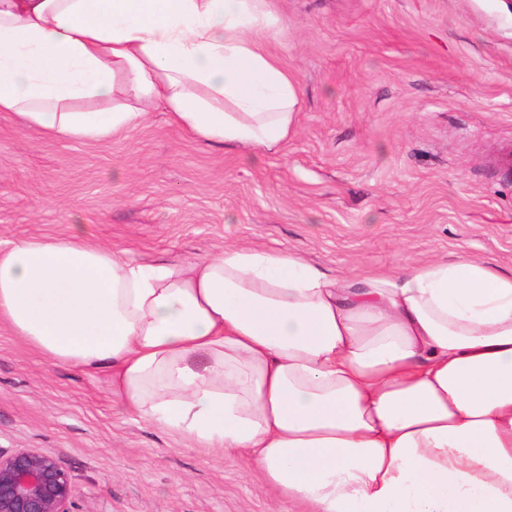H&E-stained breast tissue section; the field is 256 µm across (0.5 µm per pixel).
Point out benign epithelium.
I'll return each mask as SVG.
<instances>
[{"label": "benign epithelium", "instance_id": "1", "mask_svg": "<svg viewBox=\"0 0 512 512\" xmlns=\"http://www.w3.org/2000/svg\"><path fill=\"white\" fill-rule=\"evenodd\" d=\"M72 474L52 455L0 448V512H70Z\"/></svg>", "mask_w": 512, "mask_h": 512}]
</instances>
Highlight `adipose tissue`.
Listing matches in <instances>:
<instances>
[{
    "label": "adipose tissue",
    "instance_id": "1",
    "mask_svg": "<svg viewBox=\"0 0 512 512\" xmlns=\"http://www.w3.org/2000/svg\"><path fill=\"white\" fill-rule=\"evenodd\" d=\"M277 24L269 0H0V112L103 140L160 110L269 151L299 105ZM0 328L108 368L125 412L244 459L289 512H512V271L487 261L137 260L74 224L0 246Z\"/></svg>",
    "mask_w": 512,
    "mask_h": 512
}]
</instances>
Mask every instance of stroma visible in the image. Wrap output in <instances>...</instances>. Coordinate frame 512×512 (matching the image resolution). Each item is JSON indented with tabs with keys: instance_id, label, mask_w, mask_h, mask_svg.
Instances as JSON below:
<instances>
[{
	"instance_id": "35a3bbf8",
	"label": "stroma",
	"mask_w": 512,
	"mask_h": 512,
	"mask_svg": "<svg viewBox=\"0 0 512 512\" xmlns=\"http://www.w3.org/2000/svg\"><path fill=\"white\" fill-rule=\"evenodd\" d=\"M298 80L276 152L201 144L153 112L58 141L0 113V242L73 224L127 256L292 251L331 275L468 255L512 269V5L270 0ZM0 446L53 455L72 512H288L258 470L125 413L105 371L52 364L0 330Z\"/></svg>"
}]
</instances>
